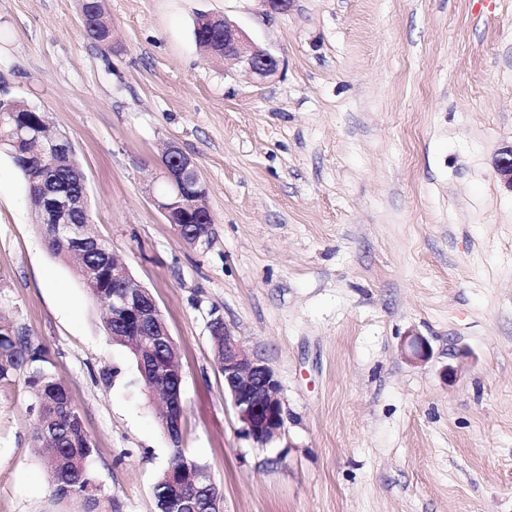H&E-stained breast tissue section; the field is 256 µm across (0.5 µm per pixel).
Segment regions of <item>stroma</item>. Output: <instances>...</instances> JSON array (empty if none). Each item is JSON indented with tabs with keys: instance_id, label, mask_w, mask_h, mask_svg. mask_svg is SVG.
Wrapping results in <instances>:
<instances>
[{
	"instance_id": "stroma-1",
	"label": "stroma",
	"mask_w": 512,
	"mask_h": 512,
	"mask_svg": "<svg viewBox=\"0 0 512 512\" xmlns=\"http://www.w3.org/2000/svg\"><path fill=\"white\" fill-rule=\"evenodd\" d=\"M0 0V100L67 133L91 229L155 299L182 368L181 447L223 512H512V0ZM225 17L280 60L253 83L197 46ZM209 192L187 246L151 201L169 143ZM0 311L44 349L118 512H158V400L0 151ZM276 372L284 428L244 436L208 329ZM428 340L411 359L410 337ZM455 376L447 378L444 368ZM26 370L0 382V512H80L32 444ZM81 1L80 11L85 16L82 19V24L87 36L99 45L112 47V40L103 20L104 11L98 2H95V0Z\"/></svg>"
}]
</instances>
